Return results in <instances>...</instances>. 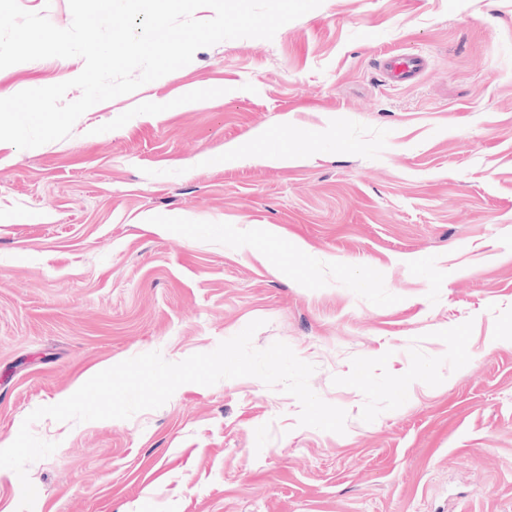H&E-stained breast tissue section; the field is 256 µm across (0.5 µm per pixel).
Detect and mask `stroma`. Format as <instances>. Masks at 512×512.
Masks as SVG:
<instances>
[{"label": "stroma", "instance_id": "obj_1", "mask_svg": "<svg viewBox=\"0 0 512 512\" xmlns=\"http://www.w3.org/2000/svg\"><path fill=\"white\" fill-rule=\"evenodd\" d=\"M420 53L412 84L384 53ZM0 69V94L82 72ZM342 434L253 377L31 430L33 512H512V0H323L0 142V444L90 374L254 320Z\"/></svg>", "mask_w": 512, "mask_h": 512}]
</instances>
